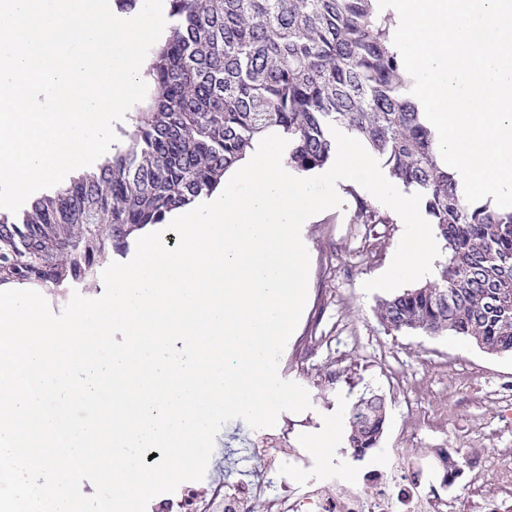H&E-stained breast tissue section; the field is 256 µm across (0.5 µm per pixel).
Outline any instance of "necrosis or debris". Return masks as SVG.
Segmentation results:
<instances>
[{"mask_svg": "<svg viewBox=\"0 0 512 512\" xmlns=\"http://www.w3.org/2000/svg\"><path fill=\"white\" fill-rule=\"evenodd\" d=\"M289 473L287 493L274 491L270 476ZM416 482L402 472L379 476L371 493L355 479L338 482L319 459L298 448H281L245 468H227L223 477L186 481L165 494L152 512H447V503L416 495Z\"/></svg>", "mask_w": 512, "mask_h": 512, "instance_id": "necrosis-or-debris-1", "label": "necrosis or debris"}]
</instances>
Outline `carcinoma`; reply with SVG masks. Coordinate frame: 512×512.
<instances>
[{"label":"carcinoma","instance_id":"carcinoma-1","mask_svg":"<svg viewBox=\"0 0 512 512\" xmlns=\"http://www.w3.org/2000/svg\"><path fill=\"white\" fill-rule=\"evenodd\" d=\"M378 0H169L168 36L150 52L149 103L121 131L112 157L20 213H0V284L41 287L78 278L124 238L196 203L267 131L288 140V164L324 166L330 127L359 138L395 183L421 195L448 250L432 282L379 300L397 333L462 336L512 354V210L469 203L440 155L435 130L410 93L413 79L389 40ZM360 224H385L357 202ZM386 424L383 396L364 394L348 417L357 458ZM451 484L460 461L438 454Z\"/></svg>","mask_w":512,"mask_h":512}]
</instances>
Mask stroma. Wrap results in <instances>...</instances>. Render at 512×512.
<instances>
[{
	"instance_id": "35a3bbf8",
	"label": "stroma",
	"mask_w": 512,
	"mask_h": 512,
	"mask_svg": "<svg viewBox=\"0 0 512 512\" xmlns=\"http://www.w3.org/2000/svg\"><path fill=\"white\" fill-rule=\"evenodd\" d=\"M347 202L308 228L312 258L307 302L295 336L282 354L279 374L309 393L312 407L282 412L281 433L289 447L303 448L337 408L351 409L362 394L385 396L387 420L376 448L354 460L345 437L325 452L337 479L357 464L385 469L409 463L426 490L447 499L448 512H476L481 497H502L497 457L512 448V355H491L460 336L388 332L375 310L381 292L365 281L389 266L402 237L398 222L359 224L357 199L371 200L360 185L347 188ZM256 430L235 419L218 433L208 472L237 462L252 447ZM440 448H462L467 461L454 483L443 480Z\"/></svg>"
}]
</instances>
